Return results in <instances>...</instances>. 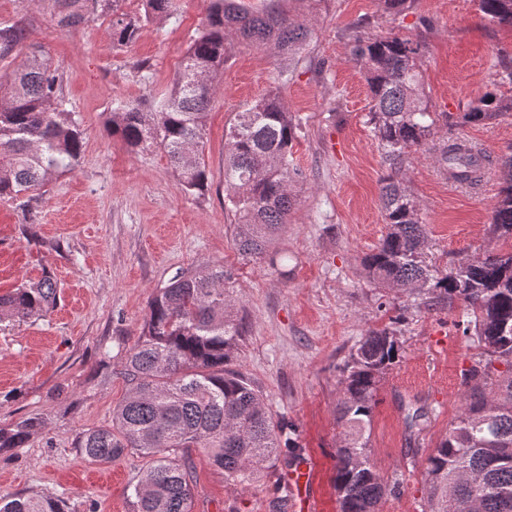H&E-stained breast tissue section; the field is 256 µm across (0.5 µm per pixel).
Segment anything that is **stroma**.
<instances>
[{
	"label": "stroma",
	"mask_w": 512,
	"mask_h": 512,
	"mask_svg": "<svg viewBox=\"0 0 512 512\" xmlns=\"http://www.w3.org/2000/svg\"><path fill=\"white\" fill-rule=\"evenodd\" d=\"M208 0H179L176 15L142 26L125 46L110 19L57 25L52 0H0V26L25 23L29 41L58 66L62 92L83 131L78 166L43 188L0 199V294L54 274L56 307L46 316L0 320V426L44 420L25 447L0 452V497H61L66 512H133L130 486L145 458L104 463L75 448L84 431L108 425L128 388L120 375L158 288L177 273L224 265L231 271L243 335L235 365L261 391L285 438L308 460L312 512H339L334 477L345 429L337 421L344 368L369 331L389 329L400 357L379 384L366 426L370 462L399 490L378 512H425L426 459L469 393L463 373L481 349L464 333L460 301L370 283L362 265L385 238L379 202L386 172L368 122L369 89L350 54L357 34L398 30L420 41L423 90L448 115L438 137H462L487 157L480 189L449 186L429 147H412L401 178L427 229L424 259L440 273L490 250V215L512 153V112L461 123L487 92L512 97L500 81L512 67V29L481 18L477 0H410L400 15L383 0H327L300 14L312 36L288 83L270 47L232 43L208 110L203 158L207 191L185 193L156 145L133 151L107 130L118 101L170 93ZM280 91L299 131L290 160L305 172L288 224L273 242L281 266L242 257L225 202V135L236 112ZM193 512H300L292 467L277 462L250 485L226 481L206 452H192Z\"/></svg>",
	"instance_id": "obj_1"
}]
</instances>
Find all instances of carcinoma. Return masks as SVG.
Instances as JSON below:
<instances>
[{
  "instance_id": "1",
  "label": "carcinoma",
  "mask_w": 512,
  "mask_h": 512,
  "mask_svg": "<svg viewBox=\"0 0 512 512\" xmlns=\"http://www.w3.org/2000/svg\"><path fill=\"white\" fill-rule=\"evenodd\" d=\"M57 23L76 28L90 16H112V39L135 40L142 23L171 18L177 0H144V14L118 12L119 0H53ZM482 18L512 28V0H478ZM288 0H271L262 9L248 0H210L206 24L196 36L177 74L174 90L147 109L125 102L112 113V135L130 149L157 144L179 171L182 187L202 192L209 172L202 158L203 131L215 79L224 70L230 40L272 45L290 58L305 45L306 25L290 15ZM27 28H0V59L25 46ZM422 44L400 32L357 36L351 48L361 62L370 92L369 123L389 172L381 200L388 232L363 266L380 288L415 291L460 300L474 325L484 357L465 371L470 394L456 422L426 459V512H512V376L494 380L492 363L512 364V250L491 253L437 274L421 260L426 225L418 204L400 178L408 149L434 135L440 118L424 97L416 59ZM512 112V98L487 92L462 113L464 123L492 120ZM298 123L281 97L272 93L237 113L227 134L224 183L235 216L233 236L245 257L269 256L276 233L295 208L294 185L302 170L289 160ZM83 148V131L61 94L60 77L37 52L12 72L0 74V198H14L40 187L58 173L74 169ZM482 152L466 139L444 138L434 159L448 180L474 186L484 177ZM507 178L492 212V234L512 240V155L503 160ZM232 279L224 267L181 273L157 290L137 342L126 350L122 371L128 396L112 409V422L77 439L81 453L112 461L128 452L152 458L131 486L134 512H191L190 449L203 448L224 479L248 484L277 460L279 432L263 395L232 368L241 336L232 318ZM57 282L46 272L34 283L0 295V317H40L57 304ZM399 356L398 341L387 330L369 332L347 362L344 399L338 421L348 438L336 451L334 485L340 512H377L398 482L374 470L367 453L365 425L378 384ZM507 395L487 397L486 388ZM44 421L20 419L0 428V451L20 448ZM0 512H65L55 498H0Z\"/></svg>"
}]
</instances>
